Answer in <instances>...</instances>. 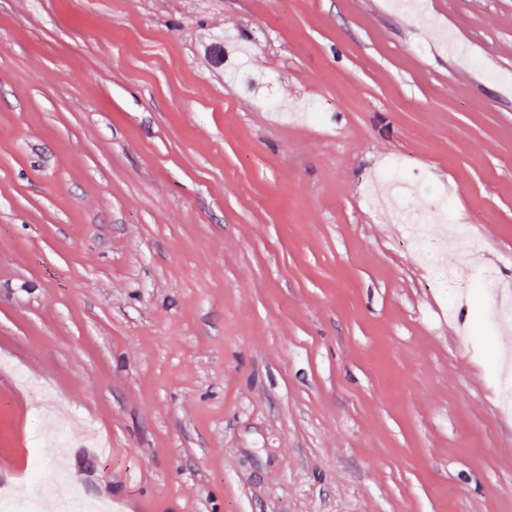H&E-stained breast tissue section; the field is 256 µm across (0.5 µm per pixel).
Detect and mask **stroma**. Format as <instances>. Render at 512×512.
<instances>
[{
	"label": "stroma",
	"mask_w": 512,
	"mask_h": 512,
	"mask_svg": "<svg viewBox=\"0 0 512 512\" xmlns=\"http://www.w3.org/2000/svg\"><path fill=\"white\" fill-rule=\"evenodd\" d=\"M0 0V492L512 512V0ZM453 250L385 222L389 164ZM458 272L440 278L441 268Z\"/></svg>",
	"instance_id": "stroma-1"
}]
</instances>
